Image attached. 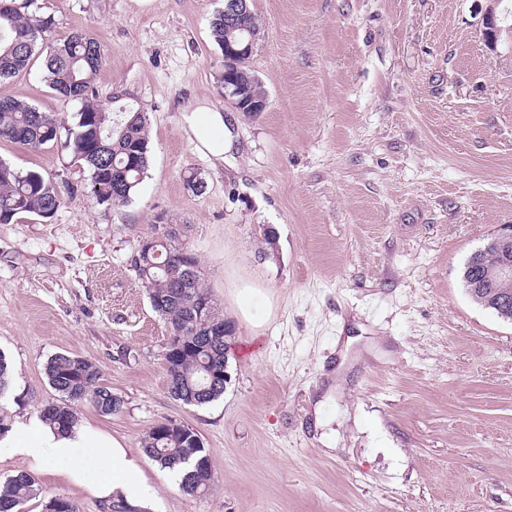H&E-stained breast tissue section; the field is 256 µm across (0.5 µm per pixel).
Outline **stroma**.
Listing matches in <instances>:
<instances>
[{
    "mask_svg": "<svg viewBox=\"0 0 512 512\" xmlns=\"http://www.w3.org/2000/svg\"><path fill=\"white\" fill-rule=\"evenodd\" d=\"M484 5L253 0L264 36L249 66L268 107L239 112L209 25L224 0H35L52 37L103 44L96 99L120 91L146 113L151 156L110 209L63 141L0 140L1 159L64 192L53 217L0 224V414L58 402L45 366L72 353L124 400L79 419L137 454L160 422L198 431L210 489L185 495L145 459L155 512H512V322L462 281L512 225V40L488 50ZM42 69L0 81V98L73 127L79 102ZM196 105L225 120L224 162L188 139ZM159 224L234 328L224 394L203 406L171 397L169 327L132 264Z\"/></svg>",
    "mask_w": 512,
    "mask_h": 512,
    "instance_id": "stroma-1",
    "label": "stroma"
}]
</instances>
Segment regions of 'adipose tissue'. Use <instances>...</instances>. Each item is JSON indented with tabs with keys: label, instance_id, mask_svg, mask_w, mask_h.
Wrapping results in <instances>:
<instances>
[{
	"label": "adipose tissue",
	"instance_id": "1",
	"mask_svg": "<svg viewBox=\"0 0 512 512\" xmlns=\"http://www.w3.org/2000/svg\"><path fill=\"white\" fill-rule=\"evenodd\" d=\"M23 460L30 472H51L98 499L149 512L155 491L143 458L88 422L61 430L44 419H19L0 436V459Z\"/></svg>",
	"mask_w": 512,
	"mask_h": 512
}]
</instances>
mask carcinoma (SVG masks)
<instances>
[{
  "instance_id": "carcinoma-1",
  "label": "carcinoma",
  "mask_w": 512,
  "mask_h": 512,
  "mask_svg": "<svg viewBox=\"0 0 512 512\" xmlns=\"http://www.w3.org/2000/svg\"><path fill=\"white\" fill-rule=\"evenodd\" d=\"M0 80L26 68L31 60L43 58L44 78L59 97L77 101L81 107L76 126L67 129L65 147L72 160L91 172L92 202L114 208L123 206L143 181L151 155L146 114L125 98L101 106L92 82L106 65L101 43L84 32H73L51 40L49 17L27 12L33 0H0ZM62 123L51 114L17 99L0 98V139L19 143L30 150L55 141ZM63 202L59 186L36 171L23 172L0 160V224L36 215L52 217ZM142 287L153 309L170 327L164 352L168 390L186 405H205L224 394V366L232 344L233 326L224 319L205 291L194 253L171 243L155 250L136 252L132 259ZM495 263L494 254H472L467 276L486 273ZM481 306L504 298L512 304V283L490 281L470 294ZM224 326L227 333L212 336L204 323ZM50 385L61 394L58 403L46 405L41 417L69 429L77 420L76 406L92 405L103 415L118 413L122 397L100 382L91 361L59 353L45 368ZM143 448L163 468L177 464L191 467L180 488L194 496L209 488L212 463L198 432L172 420L153 426L143 439ZM31 475L20 474L0 484V512H21L23 505L43 496Z\"/></svg>"
}]
</instances>
